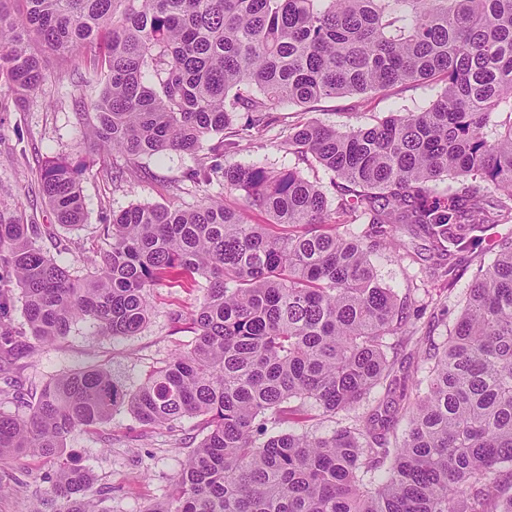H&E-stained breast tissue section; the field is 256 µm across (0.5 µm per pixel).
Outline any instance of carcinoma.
Masks as SVG:
<instances>
[{"label": "carcinoma", "mask_w": 512, "mask_h": 512, "mask_svg": "<svg viewBox=\"0 0 512 512\" xmlns=\"http://www.w3.org/2000/svg\"><path fill=\"white\" fill-rule=\"evenodd\" d=\"M11 2L0 0V79L22 103L37 92L33 35L74 69L102 73L98 99L79 95L73 108L94 150L129 160L208 141L222 156L281 123L285 103L443 88L420 112L353 132L288 128L283 148L332 174V207L295 167L233 165L224 188L244 192L245 206L230 208L208 193L217 169L202 167L195 208L112 215L108 249L80 268L38 247L23 217L0 215V265L43 344L79 319L134 336L149 289L202 292L191 343L139 386L80 368L50 378L26 416L0 412V462L58 456L73 432L126 409L152 426L201 418L168 493L142 512H512V238L475 276L443 348H425L421 378L385 354L384 339L405 331L404 303L370 260L406 225L451 285L458 256L512 222V0H24L20 16ZM89 166L52 157L39 174L64 227L86 223ZM252 206L268 223L247 220ZM16 344L0 321V356ZM379 385L398 394L402 416L377 408L326 437L269 436L260 424L269 413L289 423L308 401L336 414ZM377 472L371 490L364 477ZM92 484L62 463L54 512H94Z\"/></svg>", "instance_id": "cac0c4a2"}]
</instances>
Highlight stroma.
<instances>
[{
  "mask_svg": "<svg viewBox=\"0 0 512 512\" xmlns=\"http://www.w3.org/2000/svg\"><path fill=\"white\" fill-rule=\"evenodd\" d=\"M39 56L46 79L26 107H18L7 87L0 86V213L23 216L42 228L52 227V234L40 236L38 243L59 261L72 263L103 250L101 226L111 223L114 213L132 205H195L200 194L188 176L201 165L256 164L270 170L289 166L321 187L330 185V173L300 163L288 154L281 146L279 129L274 128L218 159L205 147L192 155L171 152L142 158L141 172L118 184L112 180V170L123 166V159L98 155L81 181L86 223L76 229L58 225L40 192V167L52 156L77 161L87 155L88 144L72 99L77 94L89 100L97 98L104 79L91 72H72L47 48H40ZM439 90L436 84H414L391 88L383 97L327 98L308 110L285 106L282 117L287 125L313 121L350 132L392 114L424 110ZM176 180L183 187L177 195L172 192ZM505 236L512 238V223L499 225L476 252L462 253V272L453 285L431 273L427 239L406 228L399 231L398 238L408 258L396 260L383 245L373 251L371 261L382 286L392 289L403 301L408 323L429 326L431 342L440 346L462 312L478 267L492 264L495 243ZM199 298V292L179 285H161L149 291L150 318L137 335L102 336L91 322L83 321L75 324L64 339L40 348L28 332L22 300H15L8 320L22 345L12 359L0 360V411L26 414L51 377L87 366L105 367L127 385H139L176 349L191 341L188 316ZM384 392V387H377L359 404L335 415L307 404V421L294 425L293 430L317 437L331 435L368 413ZM194 434L193 420H183L170 429L151 427L122 409L107 423L71 434L63 454L91 472L94 482L89 497L97 512H138L147 502L166 494L187 454L182 443ZM56 469L54 461L38 457L0 465V512H32L49 492Z\"/></svg>",
  "mask_w": 512,
  "mask_h": 512,
  "instance_id": "1",
  "label": "stroma"
}]
</instances>
